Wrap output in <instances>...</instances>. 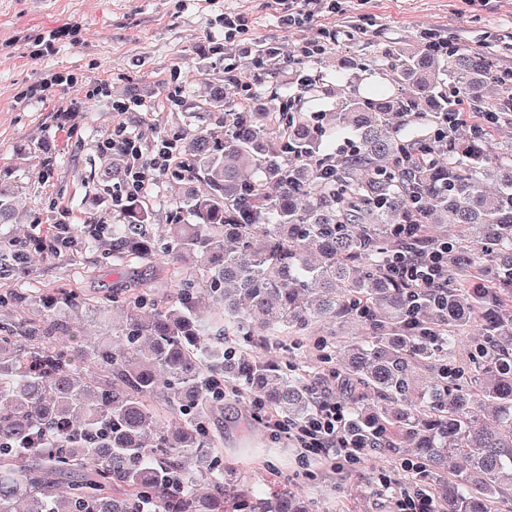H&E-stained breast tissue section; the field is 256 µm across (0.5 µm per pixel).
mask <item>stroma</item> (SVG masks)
Returning a JSON list of instances; mask_svg holds the SVG:
<instances>
[{
    "label": "stroma",
    "mask_w": 512,
    "mask_h": 512,
    "mask_svg": "<svg viewBox=\"0 0 512 512\" xmlns=\"http://www.w3.org/2000/svg\"><path fill=\"white\" fill-rule=\"evenodd\" d=\"M342 4L343 14L318 24L352 31L353 39L328 45L318 61H302L271 82L257 75L252 64L257 52L272 47L277 57H296L304 36L279 27L266 0H0V176L19 186L15 217L0 224V245L29 254L27 263L0 275V294L20 296L19 302L0 308V325L18 336L42 325L44 313L34 300L40 293L64 291L91 303L127 288H148L162 303L175 300L178 289L164 258L108 263L86 248L83 234L58 254L30 248L53 222L42 202L68 210L75 223L88 222V177L99 164L95 142L114 125L124 124L147 152L159 137L198 127V119L169 101L173 88L197 99L215 73L229 66L235 75L254 78L256 96L275 91L296 99L303 95L299 73H319L331 82L352 78L353 70H340L342 60L374 59L389 44L412 47L428 28L467 47H491L496 67H512V0H491L479 12L466 0ZM230 12L251 15L252 26L236 42L215 47L213 39ZM67 24L77 27L76 40L38 52L50 31ZM56 74L101 85L103 91L89 99L80 87L55 86L44 98H27L30 87ZM116 101L128 103V111H114ZM45 158L54 161L48 177L41 168ZM182 187L174 166L151 187L155 230L169 223ZM122 320L119 310L103 320L86 313L59 316V342L71 350L87 340H112ZM253 411L251 396L230 395L210 420L242 482L253 481L261 471L271 481L288 478L290 488L314 502L318 512H389L387 499L367 492L354 475L336 472L330 461L308 455L291 440L273 438L254 422Z\"/></svg>",
    "instance_id": "stroma-1"
}]
</instances>
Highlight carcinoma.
<instances>
[{
  "mask_svg": "<svg viewBox=\"0 0 512 512\" xmlns=\"http://www.w3.org/2000/svg\"><path fill=\"white\" fill-rule=\"evenodd\" d=\"M377 62L393 91L308 78L301 89L314 97L336 90L322 117L283 99L232 109L212 78L203 111L224 131L175 138L184 192L160 238L148 196L127 190V152L101 141L92 183L124 187L109 219L96 215L97 192L86 198L89 223L112 224L105 258L163 254L178 296L163 306L144 291L112 295L126 313L118 347L85 342L75 361L34 345L36 333L25 344L0 328V512L22 498L27 512H313L286 483L226 482L233 467L208 421L227 384L288 423L339 400L367 489L368 463L393 456L415 465L409 491L429 494L432 512H512V136L484 119L448 124L458 107L485 105L491 83L497 110L512 111V80H494L491 52L451 39L445 51L424 37L388 47ZM261 65L274 79L294 61L264 53ZM342 127L354 139L337 151ZM14 198L0 180L1 224ZM396 224L413 236H394ZM444 241V290L410 288L386 268L396 252ZM484 262L488 287H469ZM41 302L51 318L80 306L63 294ZM471 328L481 339L460 367L453 355ZM284 335L315 337L313 370L262 356Z\"/></svg>",
  "mask_w": 512,
  "mask_h": 512,
  "instance_id": "1",
  "label": "carcinoma"
}]
</instances>
